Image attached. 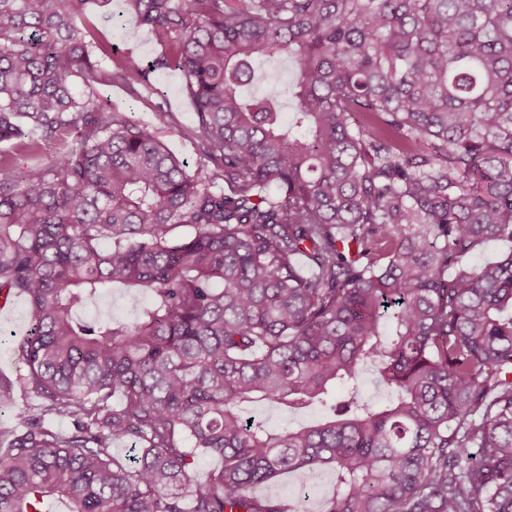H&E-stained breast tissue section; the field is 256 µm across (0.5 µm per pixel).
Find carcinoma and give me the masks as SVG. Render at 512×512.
I'll use <instances>...</instances> for the list:
<instances>
[{
  "label": "carcinoma",
  "instance_id": "obj_1",
  "mask_svg": "<svg viewBox=\"0 0 512 512\" xmlns=\"http://www.w3.org/2000/svg\"><path fill=\"white\" fill-rule=\"evenodd\" d=\"M119 3L151 62L99 63L78 22L112 0H0V299L31 316L0 405L74 422L0 430V512H288L255 487L324 468L322 512H512V0ZM258 58L293 62L291 112L241 94ZM160 70L191 171L96 95ZM117 285L133 319L77 315ZM360 392L364 400L374 404H384L390 398V395L387 392L383 391L376 385L375 374L371 369L366 370L362 376ZM323 409L315 404L303 413L288 415L274 406H257L251 415H256L266 420L268 425L274 428L297 427L319 420L323 415Z\"/></svg>",
  "mask_w": 512,
  "mask_h": 512
}]
</instances>
